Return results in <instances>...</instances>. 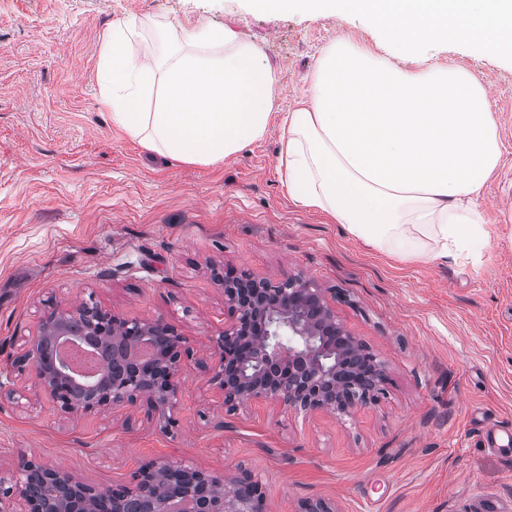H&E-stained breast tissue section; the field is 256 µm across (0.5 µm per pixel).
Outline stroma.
Masks as SVG:
<instances>
[{
	"mask_svg": "<svg viewBox=\"0 0 512 512\" xmlns=\"http://www.w3.org/2000/svg\"><path fill=\"white\" fill-rule=\"evenodd\" d=\"M221 26L273 70L264 137L224 162L159 155L113 125L97 83L113 27ZM384 31L349 14L265 11L253 0H0V476L33 458L91 484L121 485L152 462L251 475L264 512L322 499L336 512H512V457L486 431L512 428V59L469 42L402 60L463 69L487 86L503 145L476 207L487 238L445 260L379 250L295 203L278 170L281 122L338 38ZM275 282L304 274L388 377L353 415L272 402L227 411L208 382L228 320L213 267ZM91 300L186 337L182 389L166 414L119 407L71 419L11 363L45 301Z\"/></svg>",
	"mask_w": 512,
	"mask_h": 512,
	"instance_id": "stroma-1",
	"label": "stroma"
}]
</instances>
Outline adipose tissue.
I'll return each mask as SVG.
<instances>
[{"mask_svg":"<svg viewBox=\"0 0 512 512\" xmlns=\"http://www.w3.org/2000/svg\"><path fill=\"white\" fill-rule=\"evenodd\" d=\"M386 34L381 53L342 40L314 67L311 90L283 118L288 192L378 249L445 259L483 234L475 206L502 144L488 89L456 68L407 72L392 55L467 41L512 58V0H340ZM135 25L106 36L98 83L112 121L148 149L217 164L266 133L275 78L224 29L169 32L161 55L131 48ZM355 67V84L336 68Z\"/></svg>","mask_w":512,"mask_h":512,"instance_id":"obj_1","label":"adipose tissue"}]
</instances>
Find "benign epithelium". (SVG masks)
I'll return each instance as SVG.
<instances>
[{
	"instance_id": "benign-epithelium-1",
	"label": "benign epithelium",
	"mask_w": 512,
	"mask_h": 512,
	"mask_svg": "<svg viewBox=\"0 0 512 512\" xmlns=\"http://www.w3.org/2000/svg\"><path fill=\"white\" fill-rule=\"evenodd\" d=\"M233 320L215 337L218 362L209 383L233 411L248 402L282 403L305 413L351 415L378 400L383 371L374 355L340 323L322 289L304 275L284 282L248 275L223 279ZM60 337L80 347L112 345L99 373H81L69 356L46 357ZM186 338L161 320L117 316L99 306L69 310L45 305L41 331L14 361L31 371L58 410L77 416L145 403L176 407ZM263 512V492L251 476L231 483L184 464L153 463L120 487L84 483L71 473L29 460L0 477V512Z\"/></svg>"
}]
</instances>
